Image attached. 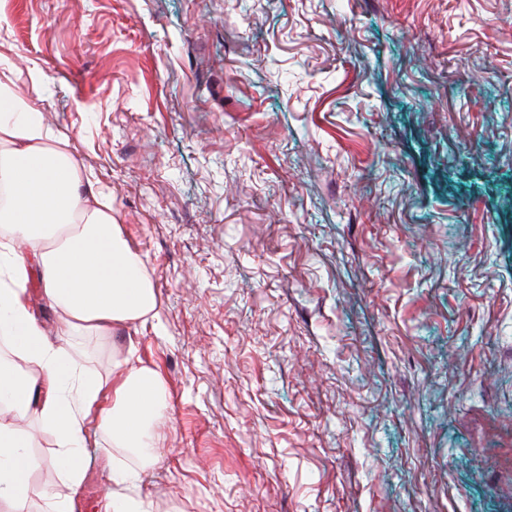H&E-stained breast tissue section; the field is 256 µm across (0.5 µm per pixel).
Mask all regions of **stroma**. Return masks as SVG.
Masks as SVG:
<instances>
[{
  "label": "stroma",
  "mask_w": 512,
  "mask_h": 512,
  "mask_svg": "<svg viewBox=\"0 0 512 512\" xmlns=\"http://www.w3.org/2000/svg\"><path fill=\"white\" fill-rule=\"evenodd\" d=\"M7 67L156 286L75 353L164 380L148 512H512V0H0Z\"/></svg>",
  "instance_id": "1"
}]
</instances>
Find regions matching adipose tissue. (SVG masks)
Masks as SVG:
<instances>
[{
	"mask_svg": "<svg viewBox=\"0 0 512 512\" xmlns=\"http://www.w3.org/2000/svg\"><path fill=\"white\" fill-rule=\"evenodd\" d=\"M63 325L59 342L46 335L27 298L30 263ZM157 315V290L142 258L112 215V197L47 126L39 106L16 96L0 75V333L12 360L0 361V512H22L38 498L40 512H71L70 502L34 487L37 462L28 423L55 437L53 459L70 489L84 479L87 424L108 447L139 456V468H118V492L104 512H146L127 494L155 456L153 425L164 409L161 374L134 355L108 377L87 376L72 340L108 336L114 327Z\"/></svg>",
	"mask_w": 512,
	"mask_h": 512,
	"instance_id": "1",
	"label": "adipose tissue"
}]
</instances>
